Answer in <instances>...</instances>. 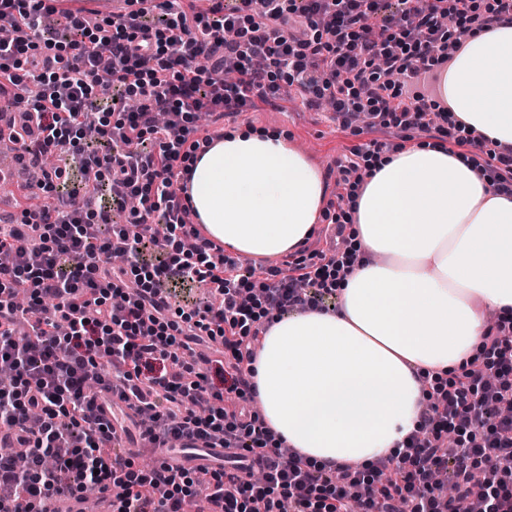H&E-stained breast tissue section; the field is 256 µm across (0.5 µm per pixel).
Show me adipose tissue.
<instances>
[{
	"label": "adipose tissue",
	"mask_w": 512,
	"mask_h": 512,
	"mask_svg": "<svg viewBox=\"0 0 512 512\" xmlns=\"http://www.w3.org/2000/svg\"><path fill=\"white\" fill-rule=\"evenodd\" d=\"M436 95L512 145V24L468 35ZM369 166L347 203L348 246L367 261L339 281L340 311L271 317L253 364L266 426L319 466L402 450L437 380L482 353L488 313L512 319V195L428 141ZM189 168L207 239L244 256L298 251L324 210V174L277 129L237 127Z\"/></svg>",
	"instance_id": "ef3b65f1"
}]
</instances>
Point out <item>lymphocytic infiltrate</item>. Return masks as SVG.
<instances>
[{"label": "lymphocytic infiltrate", "mask_w": 512, "mask_h": 512, "mask_svg": "<svg viewBox=\"0 0 512 512\" xmlns=\"http://www.w3.org/2000/svg\"><path fill=\"white\" fill-rule=\"evenodd\" d=\"M132 9L100 26L58 9L55 0H0V15L15 36L0 43V79L16 92L0 113L19 109V158L39 165L52 148L99 130L93 148L71 161L94 169L116 208L136 200L128 223L79 202L63 168L39 184L47 204L28 205L16 224L0 225V365L14 369L12 388L0 391V487L19 512H43L44 500L88 487L121 494L112 512H182L186 498L197 512H438L442 489L432 480L446 468L454 494L447 512H467L480 499L483 512H512V321L488 327L487 355L466 362L459 375L421 411L424 429L404 451L380 458L372 479L352 467L311 466L300 453L282 455L253 398L254 341L264 330L261 310L328 309L337 295L332 277L352 273L354 256L311 251L269 270L270 282L253 289L250 272L222 246L202 237L175 183L178 163L199 112H239L254 98H278L282 84L296 86L308 105L330 102L342 128L366 119L369 130L397 129L402 140L436 130L441 142L482 145L483 135L463 132L459 121L431 101L434 66L452 59L464 35L512 23V0H395V15L381 16L383 0H239L225 9L211 0L208 13L194 4L173 11L172 0H129ZM164 11L159 24L148 15ZM57 15L68 43L41 38L40 19ZM206 65H196L197 57ZM109 58L106 82L116 99L96 108L103 83L100 58ZM235 63V81L218 80ZM116 123H109L110 115ZM161 250L162 261L141 255ZM126 263L114 267L112 252ZM135 293H127L128 283ZM213 284L218 306L188 313L175 309L170 283ZM31 303L53 299L31 324L30 345L18 344L24 314L15 296ZM200 343L221 344L223 388L187 362ZM95 368L97 390L84 386ZM126 390L128 408L154 417L157 448L199 441L233 452V471L215 469L196 487L194 468L157 464L144 472L117 459L114 410L108 392ZM234 396L235 409L224 408ZM456 433L458 447L445 446ZM30 450L17 468L15 444ZM67 444L65 461L51 471L44 458Z\"/></svg>", "instance_id": "lymphocytic-infiltrate-1"}]
</instances>
